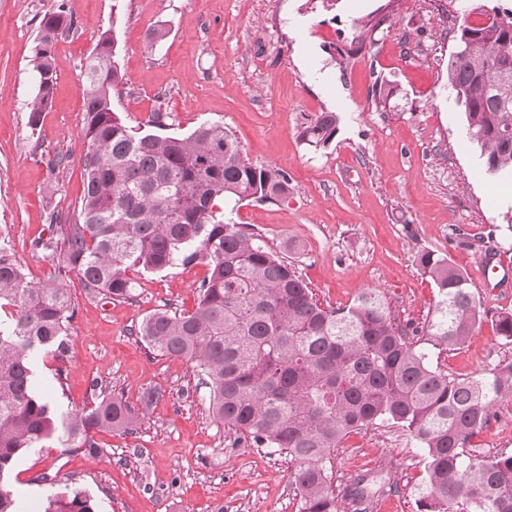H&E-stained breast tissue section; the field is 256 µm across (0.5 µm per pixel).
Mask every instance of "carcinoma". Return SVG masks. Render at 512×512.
Returning <instances> with one entry per match:
<instances>
[{
    "instance_id": "carcinoma-1",
    "label": "carcinoma",
    "mask_w": 512,
    "mask_h": 512,
    "mask_svg": "<svg viewBox=\"0 0 512 512\" xmlns=\"http://www.w3.org/2000/svg\"><path fill=\"white\" fill-rule=\"evenodd\" d=\"M71 25L63 9L40 21L32 127L52 98L55 41ZM455 41L466 53L451 61L448 85L464 107L467 134L487 174L512 177V9L460 25ZM84 74V196L70 220L50 212L56 236L36 243L52 253L58 275L33 284L0 246V309H11L0 321V512H19L8 477L27 449L50 441L96 457L101 448L91 432L132 435L144 418L111 396L59 415L36 392L35 356L69 350L74 311L64 277L75 272L91 296L130 300L129 273L196 263L208 265L209 274L194 310H158L137 335L160 355L193 365L213 417L238 439L288 453L299 512H340L342 498H366L363 475L345 494L336 492L332 459L346 436L379 420L406 428L424 451L421 512H512V454L479 459L466 452L489 428L494 404L512 397V362L450 379L409 341L381 292L369 289L345 308L322 307L261 235L224 222L228 202L288 200V173L250 162L218 123L168 133L156 112L146 130L128 125L112 108L122 75L108 38L98 40ZM338 130L336 113L317 112L299 125L298 137L319 150ZM416 262L437 301L426 326L413 333L442 351L462 345L481 316L467 278L430 251ZM44 512L96 509L85 491L67 487L47 498Z\"/></svg>"
}]
</instances>
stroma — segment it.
Returning <instances> with one entry per match:
<instances>
[{
    "mask_svg": "<svg viewBox=\"0 0 512 512\" xmlns=\"http://www.w3.org/2000/svg\"><path fill=\"white\" fill-rule=\"evenodd\" d=\"M495 8L512 0H0V243L30 281L53 275L35 243L53 234L49 212H73L84 194V65L107 32L123 75L112 106L127 123L157 111L173 132L218 123L251 162L288 173L286 202L245 201L224 217L261 233L323 306L343 308L377 288L398 323L423 326L437 294L416 255L431 251L464 272L482 314L461 346L429 349L431 365L462 380L512 362V340L495 326L498 313L512 312V182L486 174L448 88L454 28ZM61 9L74 24L56 40L53 98L34 129L30 60L40 20ZM159 26L167 35L147 50ZM338 48L352 52L343 70ZM378 81L398 88L384 106L373 96ZM318 112L337 113L339 131L313 151L297 129ZM57 154L66 164L50 167ZM488 259L495 267L482 271ZM207 273L198 264L136 275L130 300L87 297L69 275V352L38 356V391L63 412L105 396L137 407L150 388L157 396L135 434L94 433L98 457L50 442L21 454L10 488L25 512H43L47 495L67 486L87 491L97 512H298L287 455L236 442L210 414L191 364L136 334L158 309L193 310ZM510 410L512 398L497 403L468 452L511 454ZM425 464L400 425L349 434L333 459L336 488L363 475L370 494L361 505L344 500L343 512H418Z\"/></svg>",
    "mask_w": 512,
    "mask_h": 512,
    "instance_id": "stroma-1",
    "label": "stroma"
}]
</instances>
